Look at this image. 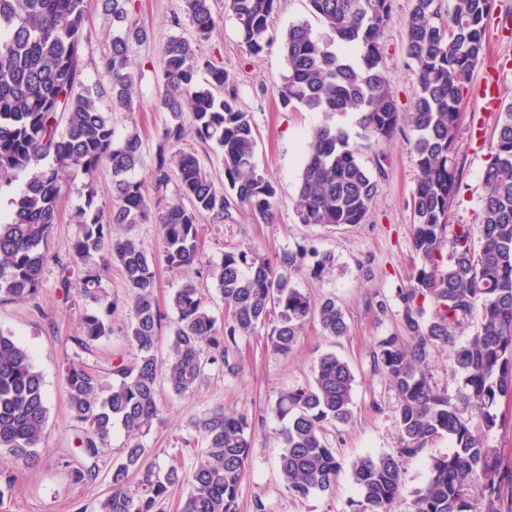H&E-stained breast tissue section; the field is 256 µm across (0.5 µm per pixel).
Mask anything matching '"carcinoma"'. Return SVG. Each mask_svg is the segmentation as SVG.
<instances>
[{
    "instance_id": "obj_1",
    "label": "carcinoma",
    "mask_w": 512,
    "mask_h": 512,
    "mask_svg": "<svg viewBox=\"0 0 512 512\" xmlns=\"http://www.w3.org/2000/svg\"><path fill=\"white\" fill-rule=\"evenodd\" d=\"M314 15L332 33L315 34L306 22L292 24L280 39L284 73L277 85L280 105L358 115L361 137L389 142L404 130L413 137L419 179L412 195L413 247L421 264L413 285L400 294L402 331L378 341L374 367L395 392L397 445L352 460L349 469L359 499L353 512H390L401 486L405 457L424 452L446 436L453 450L431 458L430 477L414 500V512H502V459L484 434L496 425L493 406L512 397V102L499 114L483 173L480 244L468 224L448 230V211L459 188L456 131L465 85L485 51L486 22L495 0H413L408 13L407 54L413 61L414 105L402 112L381 69L383 35L392 0H309ZM278 0H224V14L238 27L247 53L270 46ZM134 0H105L117 32L102 59L112 101L133 111L130 45L122 23ZM193 37L171 36L163 48L164 83L159 107L171 116L166 142L192 134L222 156L224 182L217 187L193 151L167 156L159 150L153 189L160 192L176 168L174 196L160 212L136 171L144 162L142 139L133 130L114 139L110 116L96 104L100 91L82 80L86 0H0V183L24 174V186L0 215V303L36 298L50 261L48 244L59 202L70 179L81 174L84 204L74 215L76 231L60 287L71 288L69 272L81 271L80 292L90 305L80 316L84 352L112 332L114 302L106 300L95 258L116 262L133 298L127 336L129 362L112 365L106 379L75 355L64 368L68 409L81 425L76 448L85 464L73 471L82 482L96 472L99 448L119 425L127 432L112 488L98 512H155L170 491L184 484L182 469L147 461L142 438L160 409L157 379L184 396L197 389L209 367L226 363L228 346L239 337L269 329L267 346L286 356L304 327L316 322L327 336L347 334L346 313L333 298L315 299L294 286L291 273L308 267L318 279L330 272L328 252L301 248L271 259L254 248L227 250L221 261L177 288L164 311L155 296V260L139 243L114 237L111 228L159 225L163 259L171 271L200 263L199 223L222 221L242 208L255 219L273 217L277 190L257 168V132L250 113L237 102L233 79L199 42L219 22L213 0H182ZM193 127L181 122L183 108ZM107 166L112 200L100 204L94 175ZM382 166L372 173L340 126L315 129L303 159L294 211L301 224H361L378 190ZM451 240H446V235ZM447 253H442L444 246ZM217 282L224 299L222 323L203 292ZM474 334L460 337L470 322ZM168 352L158 355L162 327ZM448 350L462 385L455 396L438 389L426 372L431 354ZM355 374L334 354L322 356L312 380L281 393L272 412L285 422L280 432V473L302 499L333 490L344 460L326 437L327 427L353 422ZM49 407L43 378L28 349L0 331V449L30 465L38 456ZM203 442L196 454L181 512H239L240 489L253 443L244 413L218 408L191 421Z\"/></svg>"
}]
</instances>
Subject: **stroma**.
I'll return each mask as SVG.
<instances>
[{
  "label": "stroma",
  "instance_id": "1",
  "mask_svg": "<svg viewBox=\"0 0 512 512\" xmlns=\"http://www.w3.org/2000/svg\"><path fill=\"white\" fill-rule=\"evenodd\" d=\"M87 29L83 46V78L101 87L98 100L102 111L112 119L116 139L129 129H138L143 140L144 165L139 180L152 184L151 169L161 144V129L168 113L158 106L163 87L162 49L170 36L190 34L188 24H177L181 0H135L129 19L142 28L145 36L132 42L131 59L136 74L135 111L115 108L109 93L110 80L101 68L103 55L112 44V14L103 0H87ZM412 0H394L383 38L382 68L401 111H411L414 97L412 63L406 54V17ZM222 19L210 39L203 42L204 54L221 55L224 68L234 77V88L241 106L251 112L258 130L256 163L259 171L277 188L278 200L270 223L256 222L246 211H233L231 218L215 224H200L201 259L209 265L219 262L225 249L252 247L261 255L275 257L299 248H314L332 253L334 270L322 278H312L307 270L294 272V284L312 297L331 296L344 308L349 324L347 335L327 336L318 324L306 326L294 350L285 356L272 353L265 334L239 338L230 350L227 367H212L206 381L193 393L177 397L166 381L158 383L160 414L145 440L151 460L178 459L184 472H191L194 451L201 441L190 426L197 415L220 407L225 413L247 414L253 433V452L242 482L240 512H351L356 487L349 471H342L332 492L305 499L293 497L283 480L278 457V433L283 426L271 412L278 395L307 384L318 359L333 353L352 367L356 384L353 392L354 420L350 425L329 428L327 439L344 460L395 448L397 429L392 417L396 393L389 380L373 364L378 340L398 332L402 326L399 293L411 284L417 260L413 248L412 194L419 170L410 135L397 134L389 143L364 148L361 159L368 169L383 165L385 176L364 223L336 227L298 223L293 201L298 192L304 149L314 130L325 120L323 113L307 109H282L276 87L284 71L279 43H272L261 57H250L233 19L225 17L221 0L214 4ZM485 56L476 67L472 81L480 83L490 72L499 78V100H512V0H495L487 20ZM497 119L487 111L474 91L464 93L462 116L457 132L461 185L453 201L450 224L477 227L482 207V178L489 163L488 143ZM83 176L60 202V219L49 241V250L59 260L67 259L75 226L71 217L81 203ZM113 234L135 237L157 260V288L160 304H167L185 274L169 270L162 262L158 225L137 224L113 227ZM58 263L47 266L43 288L33 301L0 304V330L9 332L32 353L35 366L44 378L49 419L40 461L35 467L15 462L0 451V512H98L100 501L111 488L114 463L120 458L125 441L123 429H114L106 446L99 451L94 478L75 482L74 468L81 456L74 447L78 424L68 411L63 370L77 354L73 343L79 333L80 313L86 305L78 291L63 294L58 286ZM103 287L118 307L112 312V333L91 351L81 354L93 369L108 373L114 360L132 352L127 331L132 321V299L119 266L104 273ZM497 423L485 440L499 449L507 481L504 503L512 505V399H502ZM448 438L436 440L418 456L402 462L401 490L391 506L392 512H413V501L430 475L432 457L451 452Z\"/></svg>",
  "mask_w": 512,
  "mask_h": 512
}]
</instances>
